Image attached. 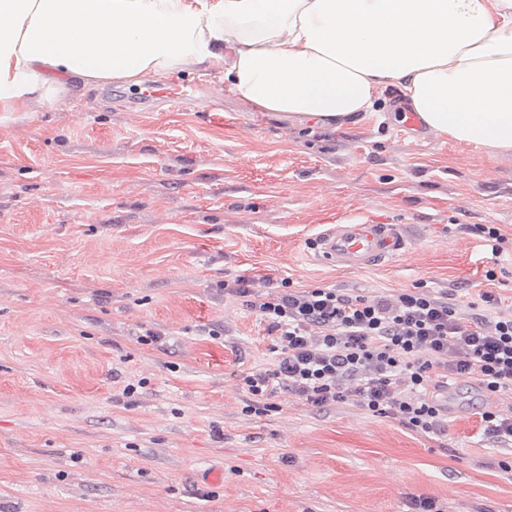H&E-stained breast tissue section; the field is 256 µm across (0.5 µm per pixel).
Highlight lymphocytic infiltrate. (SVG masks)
Masks as SVG:
<instances>
[{"label": "lymphocytic infiltrate", "mask_w": 512, "mask_h": 512, "mask_svg": "<svg viewBox=\"0 0 512 512\" xmlns=\"http://www.w3.org/2000/svg\"><path fill=\"white\" fill-rule=\"evenodd\" d=\"M224 289L276 334L273 367L243 378L246 415L265 414L284 389L315 407L347 403L430 435L448 425L441 394L448 383L512 395V312H501L492 292L481 293L478 310L418 286L353 297L295 288L285 278L276 292L245 279Z\"/></svg>", "instance_id": "1"}]
</instances>
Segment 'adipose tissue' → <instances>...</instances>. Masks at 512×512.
Segmentation results:
<instances>
[{"mask_svg": "<svg viewBox=\"0 0 512 512\" xmlns=\"http://www.w3.org/2000/svg\"><path fill=\"white\" fill-rule=\"evenodd\" d=\"M194 63L326 125L400 79L428 128L512 151V0H0V112Z\"/></svg>", "mask_w": 512, "mask_h": 512, "instance_id": "obj_1", "label": "adipose tissue"}]
</instances>
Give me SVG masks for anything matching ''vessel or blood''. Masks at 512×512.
Wrapping results in <instances>:
<instances>
[{
  "instance_id": "obj_1",
  "label": "vessel or blood",
  "mask_w": 512,
  "mask_h": 512,
  "mask_svg": "<svg viewBox=\"0 0 512 512\" xmlns=\"http://www.w3.org/2000/svg\"><path fill=\"white\" fill-rule=\"evenodd\" d=\"M187 88L181 84H145L133 101L130 110L162 102H176L185 96ZM407 245L399 225L339 224L329 228L318 239L315 250L326 261H340L353 266H364L395 257Z\"/></svg>"
}]
</instances>
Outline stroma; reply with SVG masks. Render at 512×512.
I'll list each match as a JSON object with an SVG mask.
<instances>
[{"label":"stroma","mask_w":512,"mask_h":512,"mask_svg":"<svg viewBox=\"0 0 512 512\" xmlns=\"http://www.w3.org/2000/svg\"><path fill=\"white\" fill-rule=\"evenodd\" d=\"M402 87L337 126L230 92L219 112L205 92L129 112L119 83L0 112V512H406L418 495L512 512V450L484 436L477 387L430 436L283 390L242 412L275 338L225 282L512 307V253L476 231L512 238V152L404 130ZM342 217L395 221L408 247L318 259ZM479 234L484 238L486 246L489 247L493 255H500L509 250L512 252V238L505 237L500 228L494 224H481L477 227Z\"/></svg>","instance_id":"stroma-1"}]
</instances>
